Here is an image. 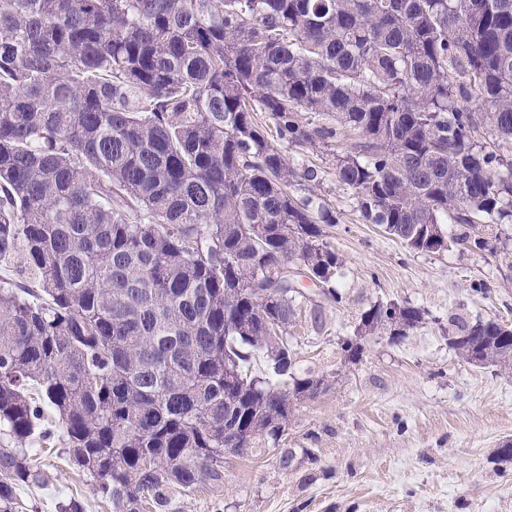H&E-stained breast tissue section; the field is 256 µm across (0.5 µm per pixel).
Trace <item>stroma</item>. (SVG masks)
Here are the masks:
<instances>
[{
    "label": "stroma",
    "mask_w": 512,
    "mask_h": 512,
    "mask_svg": "<svg viewBox=\"0 0 512 512\" xmlns=\"http://www.w3.org/2000/svg\"><path fill=\"white\" fill-rule=\"evenodd\" d=\"M314 169L296 195L336 217L323 240L344 260L342 303L310 289L290 329L295 369L329 385L293 412L283 447L289 467L260 452L224 466L222 483L172 493L174 512H512V370L480 366L448 346L451 319L512 324V223L494 227V252L413 253L365 223L352 191L334 175L331 148L286 147ZM394 301L425 310L401 342L373 336L356 363L340 345L361 312ZM39 476L19 485L20 512H112L95 480L60 445L33 443Z\"/></svg>",
    "instance_id": "1"
}]
</instances>
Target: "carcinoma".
Here are the masks:
<instances>
[{
	"mask_svg": "<svg viewBox=\"0 0 512 512\" xmlns=\"http://www.w3.org/2000/svg\"><path fill=\"white\" fill-rule=\"evenodd\" d=\"M259 112L333 143L362 218L410 251L486 250L476 229L512 223V0H0V263L26 273L0 282V512L37 433L112 512L222 482L227 433L293 459L292 409L324 390L293 372L300 281L340 303L344 262ZM424 321L378 303L356 332ZM452 337L512 368V325Z\"/></svg>",
	"mask_w": 512,
	"mask_h": 512,
	"instance_id": "obj_1",
	"label": "carcinoma"
}]
</instances>
